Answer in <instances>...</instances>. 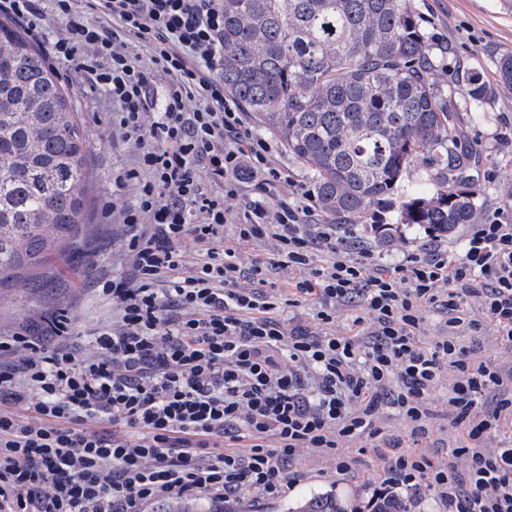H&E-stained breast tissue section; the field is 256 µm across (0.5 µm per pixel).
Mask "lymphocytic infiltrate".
<instances>
[{
  "mask_svg": "<svg viewBox=\"0 0 512 512\" xmlns=\"http://www.w3.org/2000/svg\"><path fill=\"white\" fill-rule=\"evenodd\" d=\"M0 13L31 30L60 22L48 55L111 101L137 157L112 175L113 192L136 193L121 210L126 268L98 290L111 322L78 338L63 313L0 336V512L274 500L302 480L305 454L344 474L356 444L383 463L375 496L397 487L441 512H512V441L499 439L512 365L481 355L489 337L512 349V224H471L461 251L433 238L387 262L319 223L312 190L270 163L271 143L224 94L221 0H0ZM259 240L272 258L246 261L240 245ZM305 302L318 327L290 326ZM349 307L352 336L336 327ZM428 307L444 321L424 346ZM440 401L456 439L437 454L420 441ZM389 411L411 446L385 433Z\"/></svg>",
  "mask_w": 512,
  "mask_h": 512,
  "instance_id": "f902f5d3",
  "label": "lymphocytic infiltrate"
}]
</instances>
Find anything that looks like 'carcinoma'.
Here are the masks:
<instances>
[{
    "instance_id": "carcinoma-1",
    "label": "carcinoma",
    "mask_w": 512,
    "mask_h": 512,
    "mask_svg": "<svg viewBox=\"0 0 512 512\" xmlns=\"http://www.w3.org/2000/svg\"><path fill=\"white\" fill-rule=\"evenodd\" d=\"M224 89L276 133L311 174L319 210L332 221L393 204L423 154L448 189L406 192L403 224L446 236L484 219L483 191L466 171L480 159L459 150L453 101L477 112L512 90V56L497 82L455 71L448 97L426 78L428 37L409 0H223ZM89 152L73 95L30 38L0 21V289L40 275L86 226ZM155 512H224L173 499ZM296 512H348L332 494Z\"/></svg>"
}]
</instances>
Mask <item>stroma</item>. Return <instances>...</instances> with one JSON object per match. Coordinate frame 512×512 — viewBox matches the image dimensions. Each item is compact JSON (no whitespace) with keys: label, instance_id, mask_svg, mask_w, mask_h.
<instances>
[{"label":"stroma","instance_id":"1","mask_svg":"<svg viewBox=\"0 0 512 512\" xmlns=\"http://www.w3.org/2000/svg\"><path fill=\"white\" fill-rule=\"evenodd\" d=\"M410 3L429 38L433 67L427 79L439 92H447L449 75L457 68L475 67L491 79L499 58L512 55V0ZM59 72L63 84L74 94L90 143L88 226L54 268L0 299V332L4 334L27 322H44L62 308L69 309L80 327L109 321L112 308L97 296L94 286L97 280L111 278L124 268V229L120 206L112 199V174L120 168L133 167L136 157L120 143L111 104L81 74L66 66L60 67ZM454 106L462 146L477 143L483 149L480 163L471 168L470 174L476 185L486 191L485 216L512 223V140L503 137L506 126L512 124V90L499 91L477 113L460 98ZM352 227L364 247L389 261L428 239L425 225L401 223L394 206L369 208L353 221ZM297 468L305 477L283 497L230 500L225 502L224 512H291L301 501L322 493L336 494L342 502L355 506L370 496L377 474L375 454L369 448L357 453L355 464L343 475L332 473L316 456L301 461Z\"/></svg>","mask_w":512,"mask_h":512}]
</instances>
